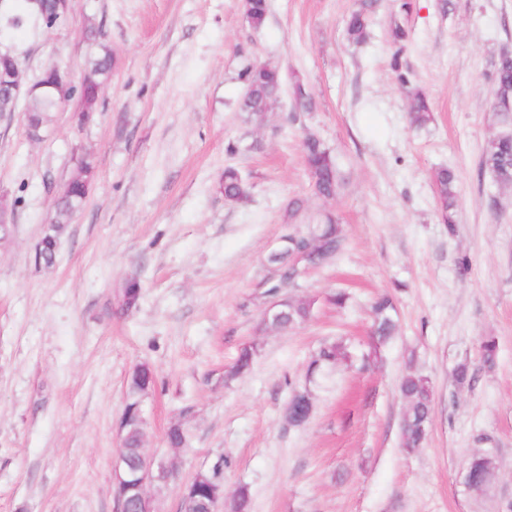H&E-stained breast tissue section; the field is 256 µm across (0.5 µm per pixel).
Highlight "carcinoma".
Returning a JSON list of instances; mask_svg holds the SVG:
<instances>
[{"label":"carcinoma","mask_w":512,"mask_h":512,"mask_svg":"<svg viewBox=\"0 0 512 512\" xmlns=\"http://www.w3.org/2000/svg\"><path fill=\"white\" fill-rule=\"evenodd\" d=\"M378 6V0H360L358 9L353 11L346 24L348 40L360 43L365 40L372 16ZM246 18L255 30L263 27L267 11V0H243ZM63 15L56 10L55 0H28L25 11L0 15V28L17 29L30 20H36L51 28ZM90 45L98 48L96 55L90 59L88 69L82 81L70 85V97L78 100L82 112L89 113L96 109L100 100L99 89L111 72L112 55L104 41L102 28L90 23L84 33ZM392 55L390 67L398 85L408 95L409 120L416 128H423L434 122V113L427 95L414 84L413 72L403 63V55L409 40L408 30L396 23L390 30ZM57 78V69H47L40 78L42 88L24 96V115L26 126L47 124L51 114L60 105L58 98L51 92L49 85ZM244 92L238 102L244 119L251 123H262L276 105L283 78L277 64L270 60L258 61L247 65L240 75ZM491 81L496 96L503 108L512 107V54L503 53L494 64ZM312 108V98L301 83L293 88V109L297 112H308ZM302 153L312 194L322 201L336 199L343 187L344 179L336 164V158L317 136L309 134L302 140ZM483 166L501 185L512 186V132H502L489 137L482 151ZM82 177L67 182L55 204L54 218L44 232L46 245L43 247L41 263L50 266L57 258V242L67 230L72 216L84 204L88 192L86 185L93 179L91 163L82 160L79 164ZM436 191L437 206L444 223L448 228L455 224L457 206V187L454 172L446 167L437 168L432 176ZM224 200L235 203L246 193V182L241 171L233 166L224 168V175L219 185ZM342 228L336 214L325 211L316 224H309L304 230L288 232L282 236L281 252L276 263L286 266L285 274L293 270L292 262L295 254L310 249L313 260L324 263V258L337 255L342 247ZM140 299V286L137 282L124 285L118 309L125 312L135 308ZM313 299L283 300L284 314L276 323L264 324L266 329L282 330L290 326L302 324L309 320L314 306ZM395 305L392 298L382 295L373 305L374 336L383 342L393 335L396 321L393 316ZM255 347L246 346L241 351L235 365L226 372L225 379L231 380L246 372L253 360ZM347 353L341 342L324 344L318 354L309 363L307 372L311 376L324 374L345 359ZM155 384V374L147 364L134 368L126 383L127 404L123 414L124 453L131 468L136 469L141 463L142 429L138 423L136 404ZM400 390L408 405L403 420L402 446L414 450L422 445L427 436L431 416L432 388L427 378L410 370L402 377ZM312 397L303 390L295 389L288 399V421L294 426H302L312 413ZM224 461H217L212 468L198 472L191 485L193 497L182 501V512H205L210 502V494L221 485ZM493 468L490 457L475 456L468 463L466 475L474 485L488 482ZM231 512H250V493L247 487H239L233 494L230 504Z\"/></svg>","instance_id":"obj_1"}]
</instances>
